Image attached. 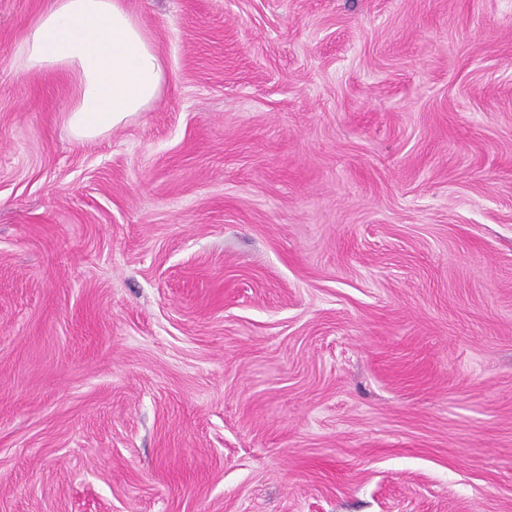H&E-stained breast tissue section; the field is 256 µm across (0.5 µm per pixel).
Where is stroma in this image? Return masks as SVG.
<instances>
[{
  "mask_svg": "<svg viewBox=\"0 0 512 512\" xmlns=\"http://www.w3.org/2000/svg\"><path fill=\"white\" fill-rule=\"evenodd\" d=\"M108 134L0 0V512H512V0H124Z\"/></svg>",
  "mask_w": 512,
  "mask_h": 512,
  "instance_id": "1",
  "label": "stroma"
}]
</instances>
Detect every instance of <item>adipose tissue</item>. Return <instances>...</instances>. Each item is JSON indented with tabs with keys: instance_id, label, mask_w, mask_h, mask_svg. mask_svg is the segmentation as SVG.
Masks as SVG:
<instances>
[{
	"instance_id": "obj_1",
	"label": "adipose tissue",
	"mask_w": 512,
	"mask_h": 512,
	"mask_svg": "<svg viewBox=\"0 0 512 512\" xmlns=\"http://www.w3.org/2000/svg\"><path fill=\"white\" fill-rule=\"evenodd\" d=\"M22 71H59L75 95L66 126L78 139L100 137L160 97L161 60L149 32L123 0H47L17 43Z\"/></svg>"
}]
</instances>
